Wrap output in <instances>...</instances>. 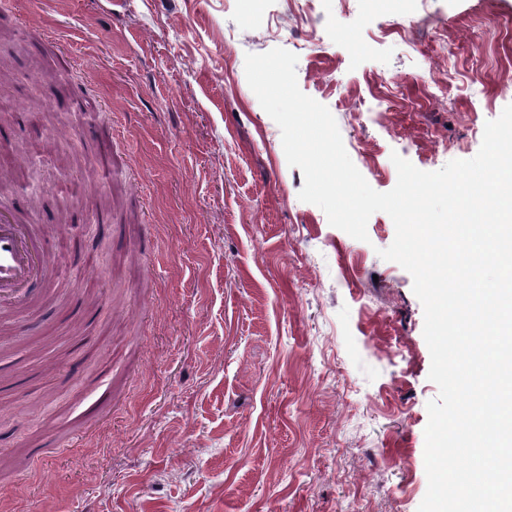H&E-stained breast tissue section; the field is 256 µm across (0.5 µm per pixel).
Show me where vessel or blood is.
Segmentation results:
<instances>
[{
  "instance_id": "obj_1",
  "label": "vessel or blood",
  "mask_w": 512,
  "mask_h": 512,
  "mask_svg": "<svg viewBox=\"0 0 512 512\" xmlns=\"http://www.w3.org/2000/svg\"><path fill=\"white\" fill-rule=\"evenodd\" d=\"M53 265V257L22 210L0 200V309H25Z\"/></svg>"
}]
</instances>
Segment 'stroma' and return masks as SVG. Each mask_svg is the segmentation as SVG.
Here are the masks:
<instances>
[{"mask_svg": "<svg viewBox=\"0 0 512 512\" xmlns=\"http://www.w3.org/2000/svg\"><path fill=\"white\" fill-rule=\"evenodd\" d=\"M507 18L512 0L0 6V183L57 260L35 305L0 314V505L417 512L439 389L412 277L379 255L394 223L374 213L360 241L300 200L245 56L296 54L300 90L387 192L392 154L473 158L512 104ZM93 214L97 236L79 229ZM50 444L63 454L35 461Z\"/></svg>", "mask_w": 512, "mask_h": 512, "instance_id": "obj_1", "label": "stroma"}]
</instances>
